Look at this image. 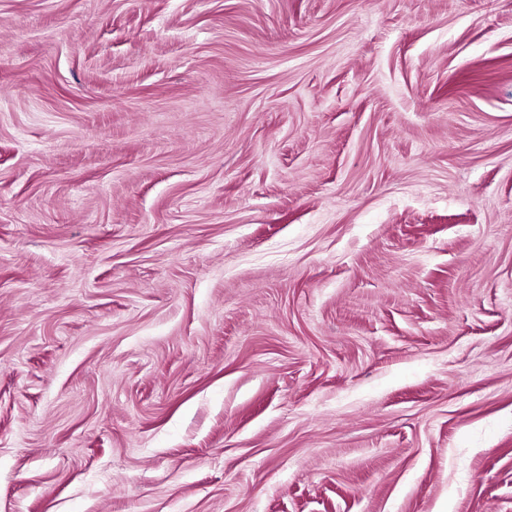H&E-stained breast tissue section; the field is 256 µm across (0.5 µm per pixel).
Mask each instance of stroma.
<instances>
[{"label": "stroma", "mask_w": 512, "mask_h": 512, "mask_svg": "<svg viewBox=\"0 0 512 512\" xmlns=\"http://www.w3.org/2000/svg\"><path fill=\"white\" fill-rule=\"evenodd\" d=\"M0 512H512V0H0Z\"/></svg>", "instance_id": "obj_1"}]
</instances>
